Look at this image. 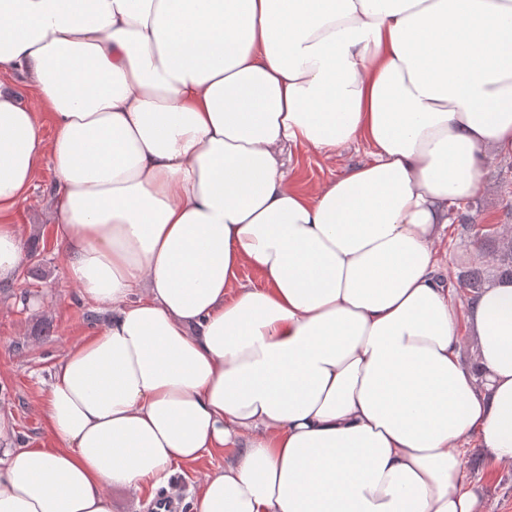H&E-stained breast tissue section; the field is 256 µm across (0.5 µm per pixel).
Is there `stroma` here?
Instances as JSON below:
<instances>
[{
    "label": "stroma",
    "mask_w": 512,
    "mask_h": 512,
    "mask_svg": "<svg viewBox=\"0 0 512 512\" xmlns=\"http://www.w3.org/2000/svg\"><path fill=\"white\" fill-rule=\"evenodd\" d=\"M370 151L363 142L331 156L292 147L284 160L291 182L306 190L369 160ZM54 182L53 169L42 165L25 199L9 214V221L19 227L27 257L17 281L0 282V409L12 415L16 443L48 448L57 442L46 430L40 404L53 367L106 318L92 304L80 301L76 285L67 276L48 205ZM510 210L512 156H504L484 173L479 195L450 215L448 234L437 254L449 281H456L469 264L471 242L458 231L461 220L502 224ZM463 466L470 485L491 512H512V469L494 467L476 448L466 452Z\"/></svg>",
    "instance_id": "35a3bbf8"
}]
</instances>
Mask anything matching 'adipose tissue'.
I'll return each mask as SVG.
<instances>
[{
	"label": "adipose tissue",
	"instance_id": "adipose-tissue-1",
	"mask_svg": "<svg viewBox=\"0 0 512 512\" xmlns=\"http://www.w3.org/2000/svg\"><path fill=\"white\" fill-rule=\"evenodd\" d=\"M16 70L0 212L50 161L107 318L54 368L58 447L0 445V512H112L218 451L195 512H489L461 461L512 467V283L458 315L437 244L512 156V0H0ZM356 141L291 185L284 147ZM371 148L360 142L336 154L324 156L302 147H290L284 154L288 178L300 190H307L343 174L351 165L370 159Z\"/></svg>",
	"mask_w": 512,
	"mask_h": 512
}]
</instances>
